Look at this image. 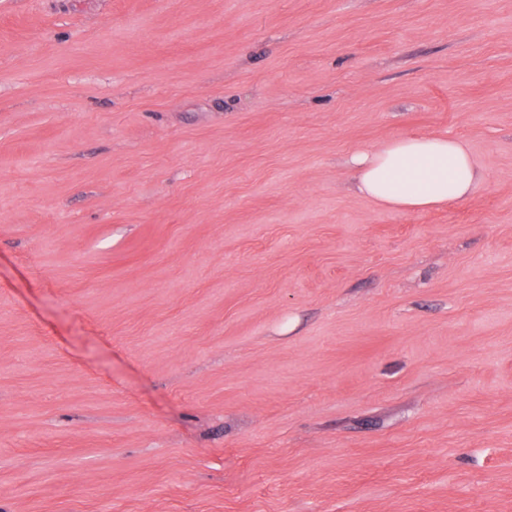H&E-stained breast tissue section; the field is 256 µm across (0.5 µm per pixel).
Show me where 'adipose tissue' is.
I'll use <instances>...</instances> for the list:
<instances>
[{"label": "adipose tissue", "instance_id": "obj_1", "mask_svg": "<svg viewBox=\"0 0 512 512\" xmlns=\"http://www.w3.org/2000/svg\"><path fill=\"white\" fill-rule=\"evenodd\" d=\"M358 193L376 206L424 210L467 198L483 172L460 141L401 136L351 159Z\"/></svg>", "mask_w": 512, "mask_h": 512}]
</instances>
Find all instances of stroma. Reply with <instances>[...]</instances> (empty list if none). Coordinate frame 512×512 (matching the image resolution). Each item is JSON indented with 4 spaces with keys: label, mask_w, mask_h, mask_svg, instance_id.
Returning a JSON list of instances; mask_svg holds the SVG:
<instances>
[{
    "label": "stroma",
    "mask_w": 512,
    "mask_h": 512,
    "mask_svg": "<svg viewBox=\"0 0 512 512\" xmlns=\"http://www.w3.org/2000/svg\"><path fill=\"white\" fill-rule=\"evenodd\" d=\"M0 512H512V0H0ZM357 192L378 207L424 210L471 195L483 180L472 153L448 136H401L351 158Z\"/></svg>",
    "instance_id": "stroma-1"
}]
</instances>
